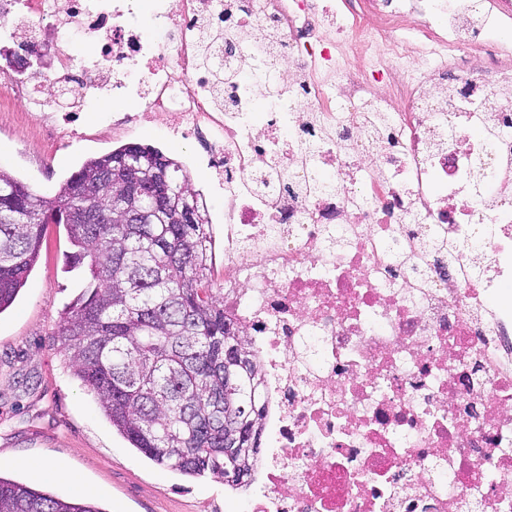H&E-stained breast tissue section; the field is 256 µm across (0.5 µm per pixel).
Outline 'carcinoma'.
<instances>
[{
  "mask_svg": "<svg viewBox=\"0 0 512 512\" xmlns=\"http://www.w3.org/2000/svg\"><path fill=\"white\" fill-rule=\"evenodd\" d=\"M131 151L141 168L165 158L167 207L145 224L112 221L127 210L114 186L112 159ZM191 184L175 160L150 146L124 144L90 158L50 196L0 170V314L33 270L47 225L65 227L69 269L84 268V288L56 324L54 341L112 427L158 465L207 474L234 488L254 469L264 430L262 368L246 327L224 316L212 288L207 205L200 220H175ZM91 207L96 223L70 213ZM0 512H104L0 477Z\"/></svg>",
  "mask_w": 512,
  "mask_h": 512,
  "instance_id": "carcinoma-1",
  "label": "carcinoma"
}]
</instances>
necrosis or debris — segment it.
<instances>
[{"label": "necrosis or debris", "instance_id": "1", "mask_svg": "<svg viewBox=\"0 0 512 512\" xmlns=\"http://www.w3.org/2000/svg\"><path fill=\"white\" fill-rule=\"evenodd\" d=\"M152 2L157 39L141 0H0V96L62 144L117 95L114 134L149 115L196 143L276 428L253 512H512V53L467 29L512 0H346L337 27L320 0Z\"/></svg>", "mask_w": 512, "mask_h": 512}]
</instances>
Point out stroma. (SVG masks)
I'll return each instance as SVG.
<instances>
[{"mask_svg": "<svg viewBox=\"0 0 512 512\" xmlns=\"http://www.w3.org/2000/svg\"><path fill=\"white\" fill-rule=\"evenodd\" d=\"M135 142L179 161L202 194L212 224V283L224 272V193L190 157L186 141L159 121L139 125ZM124 137L95 129L73 146L53 145L30 130L22 113L0 107V169L49 194L90 157ZM64 227L50 225L38 262L14 305L0 314V474L68 501H92L104 512H245L251 487L237 490L155 464L123 439L75 377L53 332L82 290V270L67 271ZM50 461L66 480H43L30 462Z\"/></svg>", "mask_w": 512, "mask_h": 512, "instance_id": "stroma-1", "label": "stroma"}]
</instances>
